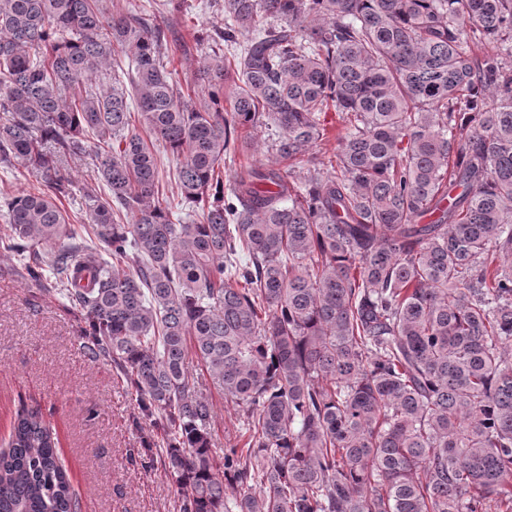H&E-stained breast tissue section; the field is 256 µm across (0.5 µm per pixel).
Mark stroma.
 Listing matches in <instances>:
<instances>
[{"mask_svg":"<svg viewBox=\"0 0 512 512\" xmlns=\"http://www.w3.org/2000/svg\"><path fill=\"white\" fill-rule=\"evenodd\" d=\"M187 11L157 21L169 40L185 42L174 53L172 79L193 85L224 26L223 0H186ZM93 152L69 160L73 185L63 207L72 224L88 223L85 193L96 188ZM13 255L0 248V440L21 408L38 410L57 433L59 450L80 512H176L181 494L162 461H146L148 421L106 360L83 352L80 315L43 288L24 281Z\"/></svg>","mask_w":512,"mask_h":512,"instance_id":"35a3bbf8","label":"stroma"}]
</instances>
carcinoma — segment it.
I'll return each instance as SVG.
<instances>
[{
	"label": "carcinoma",
	"instance_id": "carcinoma-1",
	"mask_svg": "<svg viewBox=\"0 0 512 512\" xmlns=\"http://www.w3.org/2000/svg\"><path fill=\"white\" fill-rule=\"evenodd\" d=\"M214 42L236 51L195 106L149 15L0 0V168L39 183L0 198L15 272L80 313L178 512H512V0H224ZM329 110L345 132L298 181ZM260 128L277 166L224 187ZM90 146L80 235L64 161ZM203 376L243 418L220 458ZM77 509L51 427L18 411L0 512ZM158 148L163 163L161 166L159 199L163 202V206L168 207L175 224H186L189 221L188 213L192 208L185 202L174 177L175 163L172 161V156L165 153L162 147Z\"/></svg>",
	"mask_w": 512,
	"mask_h": 512
}]
</instances>
